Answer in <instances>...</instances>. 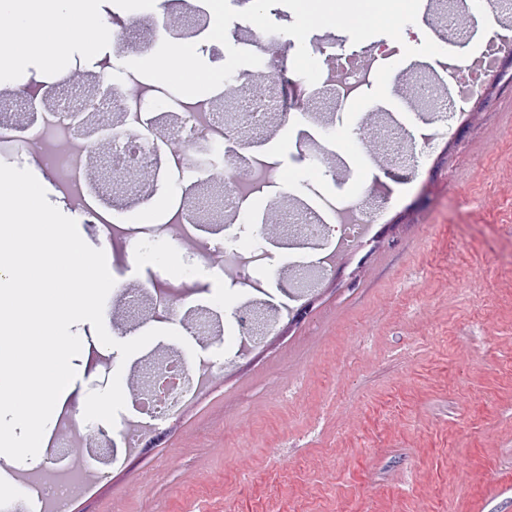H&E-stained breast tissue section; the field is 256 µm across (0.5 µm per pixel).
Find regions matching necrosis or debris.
<instances>
[{"label":"necrosis or debris","instance_id":"1","mask_svg":"<svg viewBox=\"0 0 512 512\" xmlns=\"http://www.w3.org/2000/svg\"><path fill=\"white\" fill-rule=\"evenodd\" d=\"M181 7V29L171 32L167 25L151 28L121 16L112 18V36L127 49L143 56L152 55L158 40L194 44L202 37L203 26L209 25L211 10L204 0H176ZM512 47V28L501 27L492 41L486 42L480 53L467 64L450 67L454 94L437 97L433 81L417 82V96L434 102L438 109L466 114L472 99L496 69L502 53ZM74 62H67L40 83L43 94L53 99L49 107L34 113L24 124L0 120V155L11 159L35 157L38 165L52 171L57 192L67 196L76 210L90 216L97 225L102 243L115 248L147 235L161 240L187 242L195 247V256L207 260L216 255L221 259L220 271L233 285L239 286L241 299L231 311L233 338H226L225 327L211 302L188 298L183 280L189 274L186 266L165 269L152 286L120 288L117 301L123 310L145 313L150 318L173 314L176 303H184V320L198 327L201 339L211 342L220 351L219 357L188 359L178 353L163 358V377L149 378L139 383L138 414H118L111 439L92 431L90 425L63 416L61 429L51 436V469H33V481L24 484L22 493L11 504L12 512H67L73 495L90 490L95 482L109 476L122 465L127 453L135 450L146 427L144 417L167 420L182 415L211 384L218 368L258 344L254 331L258 312L280 322L292 314L297 298L315 292L336 264L348 256L359 240L368 237L380 215L384 199L376 190L365 189L353 194L351 200L340 202L324 198L323 212L295 207L274 241L284 252L292 253L288 262H273L267 255L266 238L257 236L249 246L241 247L232 240L202 238L204 223L233 216L246 209L249 200L275 184L276 165L266 154L255 150L253 141L264 136L272 116L287 117L286 106L275 82L262 78L244 85L228 108L222 123H215L211 99L179 97L166 101L163 112L172 116L168 130L189 145L188 150L167 152L159 141L142 136L141 131L152 108L151 103L134 92L130 80L117 81L112 108L122 116L119 124L109 131L113 147L132 145L130 157L113 154L109 165L112 183L125 186L114 207H98L88 179L89 158L96 148L92 137H76L75 115L88 109L89 104L80 90L73 88ZM371 68L357 64H336L322 77V110L305 112V121L322 129L326 138L343 140V129L328 125L327 110L360 97L364 86L372 79ZM245 127L250 136L238 155L226 158L208 169L204 190L181 198L165 220L159 224H125L118 212L136 205L142 197L140 189L126 186L124 172L127 162L148 171L160 170L162 176L194 182L199 170L198 157L215 152L224 139V131L232 126ZM358 142L384 153L385 165H392L404 153L405 137L393 123L364 120L354 132ZM282 271L284 298L274 303L264 297L265 286L275 271Z\"/></svg>","mask_w":512,"mask_h":512}]
</instances>
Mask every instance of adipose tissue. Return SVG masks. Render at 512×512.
<instances>
[{"label":"adipose tissue","mask_w":512,"mask_h":512,"mask_svg":"<svg viewBox=\"0 0 512 512\" xmlns=\"http://www.w3.org/2000/svg\"><path fill=\"white\" fill-rule=\"evenodd\" d=\"M98 0H0V13L11 15L14 54L0 61V77L32 62L54 66L65 57L86 52L87 44L73 37L93 22Z\"/></svg>","instance_id":"adipose-tissue-1"}]
</instances>
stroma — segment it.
<instances>
[{"label": "stroma", "instance_id": "obj_1", "mask_svg": "<svg viewBox=\"0 0 512 512\" xmlns=\"http://www.w3.org/2000/svg\"><path fill=\"white\" fill-rule=\"evenodd\" d=\"M168 0H98V22L113 14L150 24ZM458 38L447 22L415 25L405 45L424 39L476 55L485 43L479 19ZM355 44L335 28L306 38L320 65L329 55H363L385 43ZM269 34L260 66L236 77L269 73L288 102L320 92L293 68L298 48ZM435 57H376L374 77L358 100L331 113L356 126L368 113L420 133L434 123L447 146L422 142L404 167L364 166L348 143L325 142L313 125L289 119L265 151L291 180L280 200L344 198L375 184L387 200L380 223L319 290L297 301L258 348L224 367L210 391L179 419L152 426L109 482L72 512H512V64L491 75L496 85L478 114L459 120L412 102L404 93L438 70ZM335 157L338 175L305 183L314 150ZM192 264V279L229 312L236 293L218 272L196 265L192 249L157 239L135 241L112 264L116 285L146 286L164 258ZM125 368L188 342L208 345L178 318ZM73 392L55 414L83 418L90 392L107 383L85 356Z\"/></svg>", "mask_w": 512, "mask_h": 512}]
</instances>
